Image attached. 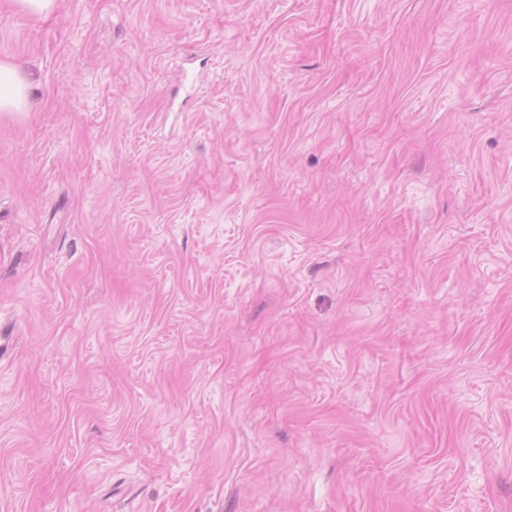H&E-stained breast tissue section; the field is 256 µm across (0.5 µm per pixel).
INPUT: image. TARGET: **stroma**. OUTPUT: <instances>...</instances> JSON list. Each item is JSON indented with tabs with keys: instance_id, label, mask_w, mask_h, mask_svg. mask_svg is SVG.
Instances as JSON below:
<instances>
[{
	"instance_id": "obj_1",
	"label": "stroma",
	"mask_w": 512,
	"mask_h": 512,
	"mask_svg": "<svg viewBox=\"0 0 512 512\" xmlns=\"http://www.w3.org/2000/svg\"><path fill=\"white\" fill-rule=\"evenodd\" d=\"M0 512H512V0H0ZM29 94V82L13 66L0 62V112H24Z\"/></svg>"
}]
</instances>
